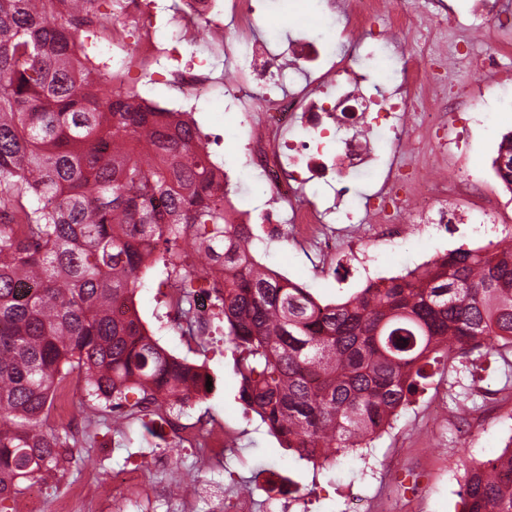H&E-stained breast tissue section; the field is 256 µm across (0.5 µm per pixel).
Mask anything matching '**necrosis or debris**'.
Listing matches in <instances>:
<instances>
[{
	"label": "necrosis or debris",
	"instance_id": "4bbe7bcc",
	"mask_svg": "<svg viewBox=\"0 0 512 512\" xmlns=\"http://www.w3.org/2000/svg\"><path fill=\"white\" fill-rule=\"evenodd\" d=\"M150 0H114L113 17L106 21L112 43L124 45L128 31L147 33L137 58L150 67L167 47L152 37ZM227 13L236 22L235 38L227 43L214 41L206 57L177 60L159 72L161 81L176 85L181 101L156 103L157 111L174 122L194 123L193 104L216 88L224 90V107L241 112L247 125L243 151L248 163L257 169L269 191L286 204L287 217L271 210L242 208L235 197L224 199V215L231 224H262L267 234L279 235L283 224H290L294 236L309 241L322 254L336 250L335 234L324 231L333 207H321L306 194L315 183L332 185L353 173L374 170L381 154L374 135L386 129L392 134L393 163L376 191L380 203L371 210L380 224H452L458 219L450 199L478 190L480 180L455 171L445 182L433 181L429 168L446 160L450 149L465 145V133L452 123V110L446 97L427 96L423 90L440 84L442 73L427 52L412 57L401 54V66L389 78L399 84L387 91L381 81L369 79L352 60L324 47L305 34L286 36L272 43L257 32L259 17L253 0H178L175 14L182 41L200 37L205 25ZM347 32L362 29L375 34L384 29L393 37L409 33L415 24L410 0H347ZM244 44L249 54L244 66L235 68L224 81L211 75L210 59L233 55ZM420 113L416 125L405 124L411 113ZM340 134V148L329 153L327 141ZM209 286L193 291L190 313L192 333L207 335L215 310L217 287L224 275L218 266H208ZM183 504L208 496L211 512H252L247 496H229L202 483L178 486ZM170 487L137 490L131 501L156 499L170 494Z\"/></svg>",
	"mask_w": 512,
	"mask_h": 512
}]
</instances>
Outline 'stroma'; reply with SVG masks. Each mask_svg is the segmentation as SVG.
I'll return each mask as SVG.
<instances>
[{
  "label": "stroma",
  "instance_id": "stroma-1",
  "mask_svg": "<svg viewBox=\"0 0 512 512\" xmlns=\"http://www.w3.org/2000/svg\"><path fill=\"white\" fill-rule=\"evenodd\" d=\"M435 9L448 12V27L437 33L431 46L435 54H447L454 43L503 55L506 45L512 44L508 29L486 30L473 20L469 0H422L418 25L429 26ZM266 24L276 35L296 26L313 37L327 38L333 32L331 21L317 6L305 19L277 8ZM475 83L491 110L473 127L464 153L448 159L443 169L447 176L459 166L478 172L494 156L503 134L512 131V84L490 73L477 77ZM196 110L206 125L217 123L224 129L223 142L211 146L210 152L226 168L240 172L241 205L263 208L269 192L258 172L245 165L240 113L225 111L219 90L199 102ZM486 231V226L466 221L442 231L409 224L398 243L389 245L377 242L375 224L366 222L337 232L336 255L330 261L293 236L262 238L258 250L268 267L311 290L321 302L333 303L444 252L473 247ZM159 278L156 267L143 273L135 305L161 347L213 374L215 390L190 400L180 420L224 426L232 441L224 451L223 470L204 467L197 448L178 449L170 469L157 468L150 453L167 448L169 441L150 418L135 414L115 426L111 404L92 400L84 389L72 385L68 392L87 419L86 431L75 440L64 425L44 423V430L66 439L67 450L60 470L26 484L39 500L40 512H55L57 503L76 489L84 495L83 512H95L97 500L112 493L113 473L126 467L136 469L137 482L145 487L178 480L221 483L225 493L252 497V512H269L275 497L287 499L288 512H345L353 493L370 502L380 501L383 512H465L467 465L499 454L503 432L512 431V352L474 354L453 361L438 358L427 365L425 379L408 395L392 429L370 447L321 468L282 448L259 417L246 410L235 365L238 352L223 331L205 338L188 335L184 323L170 315ZM487 387L502 391L497 405L485 398ZM103 444L109 452L102 457L98 449Z\"/></svg>",
  "mask_w": 512,
  "mask_h": 512
}]
</instances>
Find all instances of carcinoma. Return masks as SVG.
I'll list each match as a JSON object with an SVG mask.
<instances>
[{"instance_id":"1","label":"carcinoma","mask_w":512,"mask_h":512,"mask_svg":"<svg viewBox=\"0 0 512 512\" xmlns=\"http://www.w3.org/2000/svg\"><path fill=\"white\" fill-rule=\"evenodd\" d=\"M90 0H0V500L60 468L42 430L58 389L183 408L204 388L114 309L140 274L197 284L224 265L217 301L240 351V398L312 464L391 427L431 354L512 348V241L457 249L336 303L258 268L248 224L224 223V187L197 130L134 105L119 72H78ZM495 165L512 192V147ZM29 287L20 290V281ZM466 512H512V447L466 469Z\"/></svg>"}]
</instances>
